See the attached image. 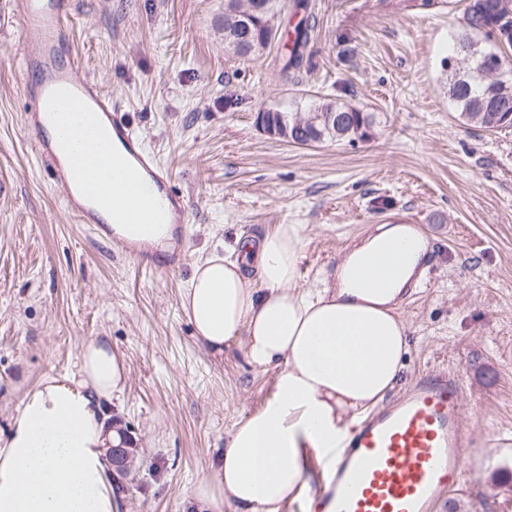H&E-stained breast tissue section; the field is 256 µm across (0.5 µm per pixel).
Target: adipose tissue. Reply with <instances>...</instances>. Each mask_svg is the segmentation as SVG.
I'll return each mask as SVG.
<instances>
[{"label": "adipose tissue", "instance_id": "obj_1", "mask_svg": "<svg viewBox=\"0 0 512 512\" xmlns=\"http://www.w3.org/2000/svg\"><path fill=\"white\" fill-rule=\"evenodd\" d=\"M304 227L279 224L235 253L199 261L181 305L215 355L239 347L274 371L270 396L224 438L196 489L200 512H280L304 486L303 445L322 447L380 403L401 375L409 328L396 303L427 267V243L406 224L369 231L336 267L335 283L296 287ZM406 260L389 288L366 276L389 246ZM75 377L29 389L0 433V512H119L107 448L122 435L107 406L126 383L104 341L86 344Z\"/></svg>", "mask_w": 512, "mask_h": 512}]
</instances>
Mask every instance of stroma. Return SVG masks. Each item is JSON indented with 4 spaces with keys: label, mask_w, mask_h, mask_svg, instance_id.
Instances as JSON below:
<instances>
[{
    "label": "stroma",
    "mask_w": 512,
    "mask_h": 512,
    "mask_svg": "<svg viewBox=\"0 0 512 512\" xmlns=\"http://www.w3.org/2000/svg\"><path fill=\"white\" fill-rule=\"evenodd\" d=\"M72 48L85 76L187 195L182 265L118 254L65 208L30 152L27 52L0 16V432L25 391L77 374L80 351L108 340L127 382L108 414L132 441L121 512H194V492L225 435L268 396L273 372L241 350L208 352L181 308L194 265L237 234L301 224L298 288L332 277L377 224H415L426 281L403 294L409 326L401 385L438 368L465 376L471 463L438 512H512V127L465 124L441 60L460 0L411 13L378 0H310L308 61L275 78L283 43L241 57L224 46V0H75ZM340 100L375 115L355 143L301 146L267 136L258 112L289 100Z\"/></svg>",
    "instance_id": "obj_1"
}]
</instances>
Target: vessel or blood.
I'll list each match as a JSON object with an SVG mask.
<instances>
[{"label":"vessel or blood","mask_w":512,"mask_h":512,"mask_svg":"<svg viewBox=\"0 0 512 512\" xmlns=\"http://www.w3.org/2000/svg\"><path fill=\"white\" fill-rule=\"evenodd\" d=\"M32 48L22 68L33 153L50 171L81 223L99 226L119 250L141 255L153 227L187 220L188 198L168 169L123 119L100 85L82 75L76 55L61 59L75 0H11ZM136 224V241L102 226ZM461 371L416 378L398 399L352 427L329 451L326 476L306 512H436L458 484L468 446Z\"/></svg>","instance_id":"1"}]
</instances>
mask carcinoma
Instances as JSON below:
<instances>
[{
	"label": "carcinoma",
	"instance_id": "carcinoma-1",
	"mask_svg": "<svg viewBox=\"0 0 512 512\" xmlns=\"http://www.w3.org/2000/svg\"><path fill=\"white\" fill-rule=\"evenodd\" d=\"M253 0H224V44L234 53L245 56L243 51L233 46L232 33L238 31L237 23L251 6ZM264 11L258 14V37H269L273 26L285 7L289 6L296 14L308 10L309 0H263ZM498 0H463V24L451 36V41L460 51L464 48L470 55H459L463 66L448 71L446 91L454 111L466 123L493 131L501 128L502 113H512V77L504 76L497 81L486 80L473 73L477 61L485 54L495 51L502 52L507 47L512 50V12L505 9L496 12L492 5ZM291 43L288 52L279 61L278 73L287 79L304 66V57L309 43L308 18L301 19L291 32ZM301 112H312L322 115L315 125L303 132L319 142L348 141L354 143L368 136L373 128L374 115L363 109L338 101L323 99L313 101L305 106L292 99L288 103V111L278 110L274 119H283L288 127H293L296 116ZM346 116L343 124L327 122V113Z\"/></svg>",
	"mask_w": 512,
	"mask_h": 512
}]
</instances>
